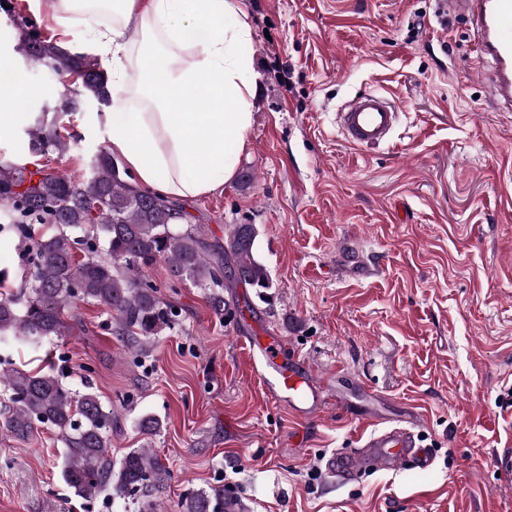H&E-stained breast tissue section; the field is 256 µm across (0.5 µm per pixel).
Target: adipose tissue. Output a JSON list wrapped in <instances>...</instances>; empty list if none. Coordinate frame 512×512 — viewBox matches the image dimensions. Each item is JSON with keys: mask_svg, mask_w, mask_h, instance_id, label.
<instances>
[{"mask_svg": "<svg viewBox=\"0 0 512 512\" xmlns=\"http://www.w3.org/2000/svg\"><path fill=\"white\" fill-rule=\"evenodd\" d=\"M56 14L78 31L66 49L108 66L109 150L140 187L204 196L234 177L253 123L252 30L239 0H57Z\"/></svg>", "mask_w": 512, "mask_h": 512, "instance_id": "ef3b65f1", "label": "adipose tissue"}]
</instances>
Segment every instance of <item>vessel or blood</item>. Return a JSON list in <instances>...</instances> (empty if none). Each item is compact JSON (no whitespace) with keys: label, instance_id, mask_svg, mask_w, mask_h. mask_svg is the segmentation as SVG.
Listing matches in <instances>:
<instances>
[{"label":"vessel or blood","instance_id":"obj_1","mask_svg":"<svg viewBox=\"0 0 512 512\" xmlns=\"http://www.w3.org/2000/svg\"><path fill=\"white\" fill-rule=\"evenodd\" d=\"M448 14L467 17L476 36L477 53L486 68L494 104L512 112V0H441ZM398 111L383 93L373 91L353 98L336 114L343 139L358 148H372L388 142ZM259 348L264 363L258 377L266 391L287 401L301 418H310L324 399V390L305 363H285L284 345L276 336L250 339ZM422 416L410 411L399 424L374 431L358 447L337 452L330 469L345 480L368 468L392 470L404 462L428 469L434 462L430 448L423 445L418 427Z\"/></svg>","mask_w":512,"mask_h":512}]
</instances>
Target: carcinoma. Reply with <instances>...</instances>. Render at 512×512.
Returning <instances> with one entry per match:
<instances>
[{"label":"carcinoma","instance_id":"obj_1","mask_svg":"<svg viewBox=\"0 0 512 512\" xmlns=\"http://www.w3.org/2000/svg\"><path fill=\"white\" fill-rule=\"evenodd\" d=\"M25 58L46 66L57 78L59 107L77 112L83 102L111 96L96 58L70 55L34 31L32 20L16 18ZM80 79L76 88L68 77ZM72 146L56 120L40 116L24 128L23 148L31 155H63ZM177 201L144 190L129 180L116 160L99 149L81 180L43 168L0 163V242L21 257V283L0 280V344L38 348L69 331L75 301L106 309L113 332L130 351L179 324L161 287L145 276L164 262L169 288L190 282L202 289L216 315H224V289L244 283L258 297L271 287L270 274L255 256L257 229L235 224L226 240L210 241ZM0 430L26 438L52 428L63 445L61 478L82 506L103 495L112 499L145 496L166 476L151 448H134L118 460L109 453L112 410L88 383L72 389L53 370L12 369L0 374ZM222 488L196 490L176 503L175 512H224Z\"/></svg>","mask_w":512,"mask_h":512}]
</instances>
